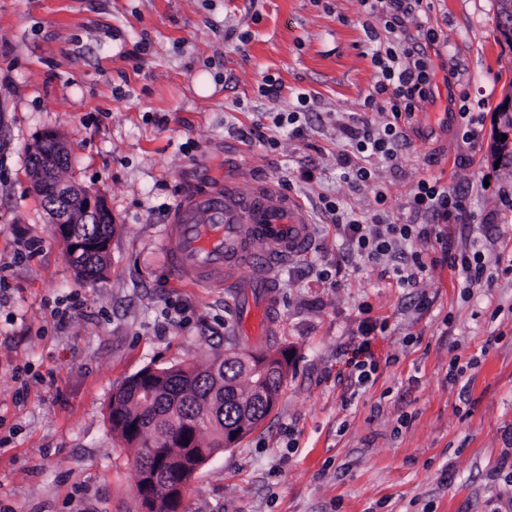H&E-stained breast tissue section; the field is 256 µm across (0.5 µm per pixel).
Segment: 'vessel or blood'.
Wrapping results in <instances>:
<instances>
[{
	"instance_id": "vessel-or-blood-1",
	"label": "vessel or blood",
	"mask_w": 512,
	"mask_h": 512,
	"mask_svg": "<svg viewBox=\"0 0 512 512\" xmlns=\"http://www.w3.org/2000/svg\"><path fill=\"white\" fill-rule=\"evenodd\" d=\"M310 239L311 222L299 200L252 182H227L187 197L163 231L173 275L227 289L238 313L237 334L249 342L271 334L276 274L306 252Z\"/></svg>"
}]
</instances>
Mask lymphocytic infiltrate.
I'll list each match as a JSON object with an SVG mask.
<instances>
[{"instance_id": "f902f5d3", "label": "lymphocytic infiltrate", "mask_w": 512, "mask_h": 512, "mask_svg": "<svg viewBox=\"0 0 512 512\" xmlns=\"http://www.w3.org/2000/svg\"><path fill=\"white\" fill-rule=\"evenodd\" d=\"M365 2L371 13L380 15L384 22L385 38L372 52L377 69L374 92L388 97L391 116L378 129L355 115L350 116L343 127L350 148L338 153L337 162L345 169L346 180L357 186L369 183L372 171L368 166L354 162L353 154L398 164L404 136L401 123L411 118L418 103L430 96L433 66L426 47L436 41L432 30L426 29L420 20L428 0ZM412 207L417 214L429 216V223L396 224L381 212L359 219L340 210L335 203L324 205L347 255L370 262L392 261L396 281L403 288L416 287L427 270L422 252L407 251V244L430 239L444 243L445 236L436 231L434 223L458 220L465 210V198L423 179L417 184Z\"/></svg>"}]
</instances>
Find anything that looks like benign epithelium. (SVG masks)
Masks as SVG:
<instances>
[{"label": "benign epithelium", "mask_w": 512, "mask_h": 512, "mask_svg": "<svg viewBox=\"0 0 512 512\" xmlns=\"http://www.w3.org/2000/svg\"><path fill=\"white\" fill-rule=\"evenodd\" d=\"M32 153L35 164L30 166L29 178L41 190L40 197L61 240L69 247L76 246L78 241L71 234V225L95 223L108 210L106 199L59 177L68 153L66 145L53 132L43 133Z\"/></svg>", "instance_id": "obj_1"}]
</instances>
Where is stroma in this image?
<instances>
[{
  "mask_svg": "<svg viewBox=\"0 0 512 512\" xmlns=\"http://www.w3.org/2000/svg\"><path fill=\"white\" fill-rule=\"evenodd\" d=\"M496 0H433L429 26L458 71L404 127L399 167L352 186L336 156L349 114L373 126L374 44L364 0H0V512H140L134 456L110 398L141 368L223 351V289L175 280L161 231L182 198L227 179L297 198L312 247L279 273L280 319L263 348L292 355L266 418L192 477L182 512H512V170L488 152L512 83ZM278 94L260 93L265 78ZM302 134L275 127L299 94ZM480 118L474 145L441 122L449 99ZM65 143L68 179L112 213L108 270L78 278L27 173L37 138ZM466 195L452 253L484 244L491 281L462 292L440 249L415 288L385 262L341 261L322 197L363 217L422 223L421 179ZM328 278H321V270ZM387 321L373 385L353 392L363 321ZM499 341H490L491 332ZM466 363L448 380L453 359Z\"/></svg>",
  "mask_w": 512,
  "mask_h": 512,
  "instance_id": "obj_1",
  "label": "stroma"
}]
</instances>
